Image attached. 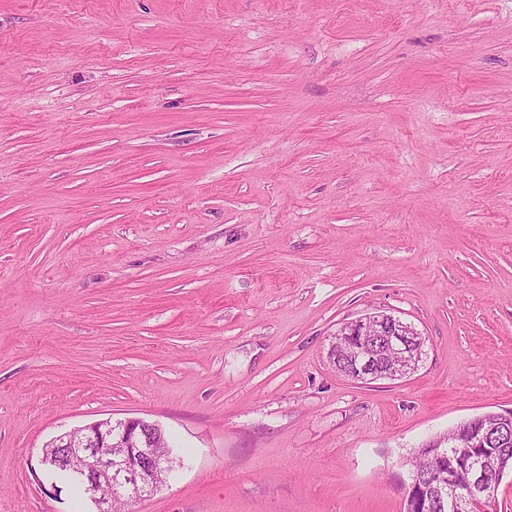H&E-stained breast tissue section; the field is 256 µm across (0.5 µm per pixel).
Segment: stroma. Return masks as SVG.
<instances>
[{
  "mask_svg": "<svg viewBox=\"0 0 512 512\" xmlns=\"http://www.w3.org/2000/svg\"><path fill=\"white\" fill-rule=\"evenodd\" d=\"M426 338L355 384L338 323ZM512 409V0H0V512L71 428L181 466L132 512H403ZM364 340L371 344L366 345ZM424 344L425 337L410 323L378 310L339 323L331 334L327 354L330 361L342 360L339 364L345 369L340 374L352 382L367 384L379 379L403 378L417 371L426 355ZM380 351L396 357L395 371L381 372L376 363Z\"/></svg>",
  "mask_w": 512,
  "mask_h": 512,
  "instance_id": "35a3bbf8",
  "label": "stroma"
}]
</instances>
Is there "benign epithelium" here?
<instances>
[{
  "label": "benign epithelium",
  "mask_w": 512,
  "mask_h": 512,
  "mask_svg": "<svg viewBox=\"0 0 512 512\" xmlns=\"http://www.w3.org/2000/svg\"><path fill=\"white\" fill-rule=\"evenodd\" d=\"M425 337L411 324L378 310L339 323L331 334L328 356L341 360L347 379L367 384L379 379L406 377L424 360ZM512 431V411L481 414L469 420L464 437L453 444L437 439V457L448 459V470L477 474L488 433L493 429ZM162 428L143 418L100 420L75 427L56 436L42 449L41 470L56 479L62 471L86 487L96 512H111L112 499H144L166 482L175 468L169 456L155 451ZM457 449L447 456L444 448ZM500 485H476L468 481L453 489L449 508L458 512L470 502H496Z\"/></svg>",
  "instance_id": "7a95c632"
}]
</instances>
